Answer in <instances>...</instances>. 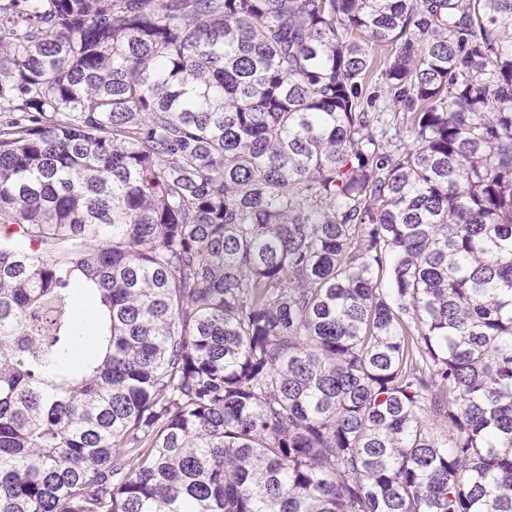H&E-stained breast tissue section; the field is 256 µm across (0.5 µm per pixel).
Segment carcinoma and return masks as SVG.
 <instances>
[{
  "label": "carcinoma",
  "mask_w": 512,
  "mask_h": 512,
  "mask_svg": "<svg viewBox=\"0 0 512 512\" xmlns=\"http://www.w3.org/2000/svg\"><path fill=\"white\" fill-rule=\"evenodd\" d=\"M0 512H512V0H0Z\"/></svg>",
  "instance_id": "1"
}]
</instances>
